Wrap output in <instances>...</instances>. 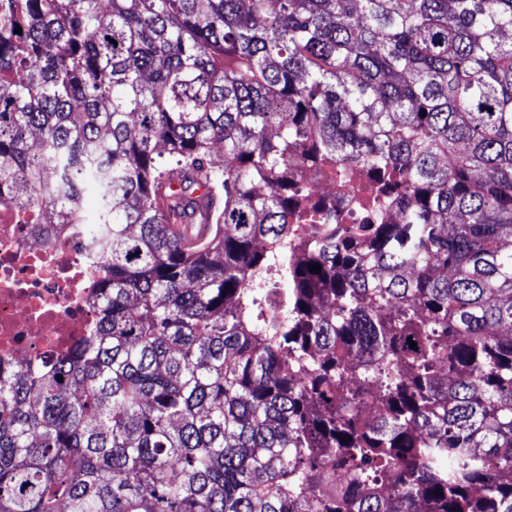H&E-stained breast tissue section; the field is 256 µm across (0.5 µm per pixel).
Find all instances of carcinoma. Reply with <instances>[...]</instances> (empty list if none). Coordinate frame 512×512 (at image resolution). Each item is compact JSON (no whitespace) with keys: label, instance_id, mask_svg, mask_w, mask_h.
Wrapping results in <instances>:
<instances>
[{"label":"carcinoma","instance_id":"1","mask_svg":"<svg viewBox=\"0 0 512 512\" xmlns=\"http://www.w3.org/2000/svg\"><path fill=\"white\" fill-rule=\"evenodd\" d=\"M2 187L105 260L0 512H512V0H0ZM344 180L339 169H336V175L333 173L318 177L311 180L308 187L315 199L319 197L336 198V215L341 217V224H357L351 202L343 194L348 186L357 187L360 185L364 181V176L358 171L349 174L346 183Z\"/></svg>","mask_w":512,"mask_h":512}]
</instances>
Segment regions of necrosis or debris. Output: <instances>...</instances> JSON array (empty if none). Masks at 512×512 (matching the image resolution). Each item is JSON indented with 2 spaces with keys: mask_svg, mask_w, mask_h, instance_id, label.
<instances>
[{
  "mask_svg": "<svg viewBox=\"0 0 512 512\" xmlns=\"http://www.w3.org/2000/svg\"><path fill=\"white\" fill-rule=\"evenodd\" d=\"M363 180L359 172L331 174L309 188L313 197L335 200L342 223L351 224L355 213L344 192ZM83 244L82 228L50 236L44 225L20 223L13 206L0 204L1 366H35L87 336L94 314L86 303L92 268Z\"/></svg>",
  "mask_w": 512,
  "mask_h": 512,
  "instance_id": "1",
  "label": "necrosis or debris"
}]
</instances>
